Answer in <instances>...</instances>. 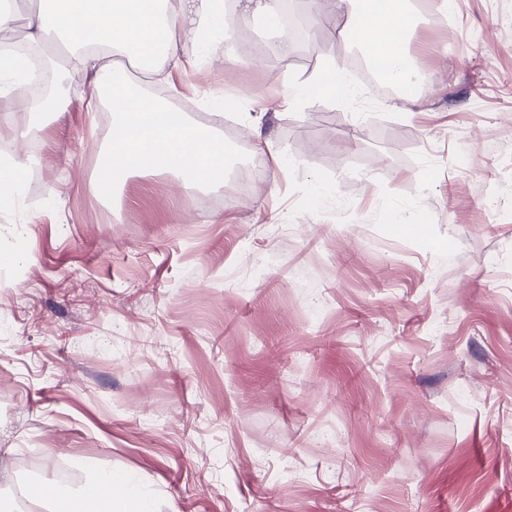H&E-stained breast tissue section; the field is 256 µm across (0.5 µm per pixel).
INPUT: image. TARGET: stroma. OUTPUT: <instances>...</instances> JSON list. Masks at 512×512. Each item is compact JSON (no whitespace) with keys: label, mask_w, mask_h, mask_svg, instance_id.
<instances>
[{"label":"stroma","mask_w":512,"mask_h":512,"mask_svg":"<svg viewBox=\"0 0 512 512\" xmlns=\"http://www.w3.org/2000/svg\"><path fill=\"white\" fill-rule=\"evenodd\" d=\"M288 3V60L230 11L236 63L163 92L262 169L203 202L159 176L105 203L111 112L15 32L67 86L0 201L5 512L111 471L153 512H512V0H413L426 88L281 109L284 77L364 56L349 13Z\"/></svg>","instance_id":"stroma-1"}]
</instances>
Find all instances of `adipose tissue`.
Wrapping results in <instances>:
<instances>
[{
  "label": "adipose tissue",
  "mask_w": 512,
  "mask_h": 512,
  "mask_svg": "<svg viewBox=\"0 0 512 512\" xmlns=\"http://www.w3.org/2000/svg\"><path fill=\"white\" fill-rule=\"evenodd\" d=\"M96 19L99 50L91 51L75 30L73 20ZM224 0H38L28 17L31 37L49 33L60 36L68 50L71 67L89 76L85 109L108 107L112 113V136L97 171L101 190L120 186L133 174L166 175L183 188L201 190L223 184L229 162L224 143L209 129L194 124L169 101L153 97L115 70L110 58L116 53L136 56L150 80L171 82L175 73L203 68L216 58L224 41ZM412 30L410 0H384L382 8L363 12L356 37L370 55L383 59L389 80L403 84L409 79L428 83V76L415 64L409 51ZM190 34L196 56L184 55L176 34ZM31 61L21 56L0 58V112L24 105L31 119L16 133L20 142L38 135L50 109L27 102L25 86ZM283 103L292 107L311 92L351 99L356 88L346 71L329 63L325 71L308 80L284 85ZM52 512H75L82 502L84 512H149L141 497L118 471L93 479L82 488L59 487L52 494Z\"/></svg>",
  "instance_id": "adipose-tissue-1"
}]
</instances>
